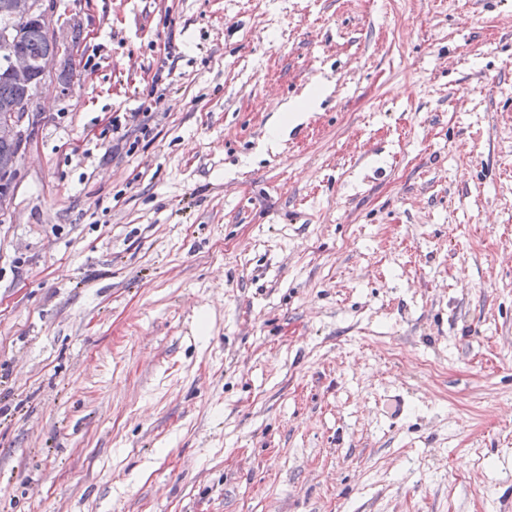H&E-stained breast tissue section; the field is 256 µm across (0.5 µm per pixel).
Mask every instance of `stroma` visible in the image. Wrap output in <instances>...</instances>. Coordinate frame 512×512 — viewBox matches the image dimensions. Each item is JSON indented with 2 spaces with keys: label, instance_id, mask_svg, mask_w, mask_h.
Instances as JSON below:
<instances>
[{
  "label": "stroma",
  "instance_id": "35a3bbf8",
  "mask_svg": "<svg viewBox=\"0 0 512 512\" xmlns=\"http://www.w3.org/2000/svg\"><path fill=\"white\" fill-rule=\"evenodd\" d=\"M40 7L0 512H512V0Z\"/></svg>",
  "mask_w": 512,
  "mask_h": 512
}]
</instances>
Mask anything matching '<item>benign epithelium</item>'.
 <instances>
[{"instance_id": "7a95c632", "label": "benign epithelium", "mask_w": 512, "mask_h": 512, "mask_svg": "<svg viewBox=\"0 0 512 512\" xmlns=\"http://www.w3.org/2000/svg\"><path fill=\"white\" fill-rule=\"evenodd\" d=\"M39 0H0V17L8 26L0 31V40L18 38L21 30L31 25H47ZM69 42L55 32H49V48L34 58L21 49L13 50L0 58V76L14 86L25 90V96L15 106L0 108V143L11 144L14 154L0 155V212H4L14 194L19 159L29 143L33 131L35 94L43 80L50 76L65 58Z\"/></svg>"}]
</instances>
